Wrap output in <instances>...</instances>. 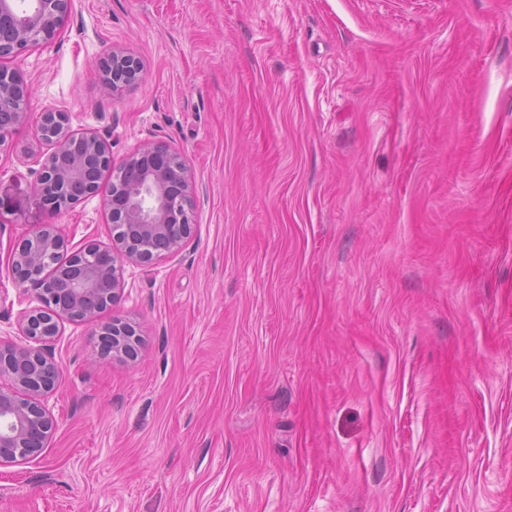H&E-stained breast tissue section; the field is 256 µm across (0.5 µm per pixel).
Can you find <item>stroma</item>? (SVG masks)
I'll use <instances>...</instances> for the list:
<instances>
[{"label": "stroma", "mask_w": 512, "mask_h": 512, "mask_svg": "<svg viewBox=\"0 0 512 512\" xmlns=\"http://www.w3.org/2000/svg\"><path fill=\"white\" fill-rule=\"evenodd\" d=\"M112 47L144 69L116 95ZM10 66L115 160L181 151L197 197L102 315L136 360L64 322L57 428L0 512H512V0H72ZM38 147L0 152L5 338L23 235L110 240L101 196L33 194ZM99 336L112 342V355L133 358L136 355V328L128 321L117 317L98 324ZM133 336V337H131ZM118 342L116 346L115 343ZM129 345V346H128Z\"/></svg>", "instance_id": "obj_1"}]
</instances>
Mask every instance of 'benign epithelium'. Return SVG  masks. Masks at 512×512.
I'll return each mask as SVG.
<instances>
[{"mask_svg":"<svg viewBox=\"0 0 512 512\" xmlns=\"http://www.w3.org/2000/svg\"><path fill=\"white\" fill-rule=\"evenodd\" d=\"M72 0H0V100L14 104L13 119L0 125V151L16 132L36 121L45 146L34 192L57 213L100 192L90 171L112 173V192L103 198L110 224L107 244L88 243L68 251L55 224H41L18 240L10 260L15 283L32 289L39 305L18 323L25 343L0 338V466L38 457L57 428L48 407L60 366L48 350L65 321L88 323L112 308L124 291L125 266L147 267L178 254L191 237L196 185L184 157L163 141L139 145L120 162L108 141L93 129H74L68 113L47 109L33 116L25 84L4 64L58 33ZM112 93L143 79L140 61L112 48L98 64ZM114 343L112 354L136 355V328L114 317L98 324Z\"/></svg>","mask_w":512,"mask_h":512,"instance_id":"7a95c632","label":"benign epithelium"}]
</instances>
